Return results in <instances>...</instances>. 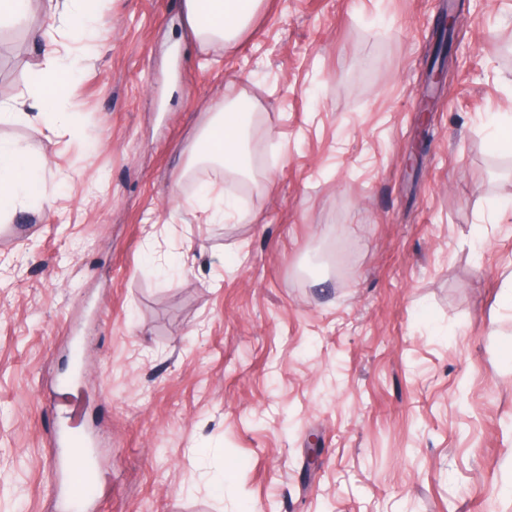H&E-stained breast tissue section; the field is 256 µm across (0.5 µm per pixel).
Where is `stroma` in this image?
I'll return each mask as SVG.
<instances>
[{
    "label": "stroma",
    "instance_id": "35a3bbf8",
    "mask_svg": "<svg viewBox=\"0 0 512 512\" xmlns=\"http://www.w3.org/2000/svg\"><path fill=\"white\" fill-rule=\"evenodd\" d=\"M463 2L415 181L446 0H260L224 45L183 0L0 27V107L31 29L76 66L67 121L0 124L45 164L0 222V512H61L62 427L93 512H512V0ZM242 103L258 167H189ZM213 189L208 183H202L197 189V202L206 210H209L210 219L214 221H224V197L212 198Z\"/></svg>",
    "mask_w": 512,
    "mask_h": 512
}]
</instances>
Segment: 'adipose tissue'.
Here are the masks:
<instances>
[{
	"instance_id": "obj_1",
	"label": "adipose tissue",
	"mask_w": 512,
	"mask_h": 512,
	"mask_svg": "<svg viewBox=\"0 0 512 512\" xmlns=\"http://www.w3.org/2000/svg\"><path fill=\"white\" fill-rule=\"evenodd\" d=\"M258 0H185L187 20L206 43H226L237 38L256 10ZM44 62L32 75L28 109L1 112L0 122L28 123L48 115L61 95L74 88L70 67L62 63L53 42L41 40ZM247 119L238 108L214 113L195 145L196 161H210L225 170L241 172L249 159L243 145ZM42 165L23 144L0 140V219L14 217L43 188Z\"/></svg>"
}]
</instances>
